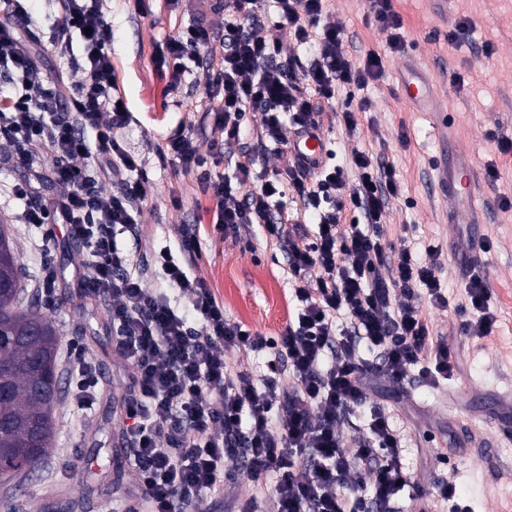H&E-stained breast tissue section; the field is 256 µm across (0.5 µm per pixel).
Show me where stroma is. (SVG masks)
I'll return each instance as SVG.
<instances>
[{
	"label": "stroma",
	"mask_w": 512,
	"mask_h": 512,
	"mask_svg": "<svg viewBox=\"0 0 512 512\" xmlns=\"http://www.w3.org/2000/svg\"><path fill=\"white\" fill-rule=\"evenodd\" d=\"M192 0H104L112 22V67L117 93L137 120L115 130L116 138L143 161L151 177V201L139 217L138 238L124 237L123 248L178 249L185 229L195 230L200 253L192 272L209 286L224 306L225 316L265 336L278 335L294 308L289 283L287 240L267 238L261 227L243 225L237 237L216 228L217 202L204 194L196 173L161 169L156 153L166 137L182 126L194 128L202 152L224 135L206 113L219 100L206 87L221 67L220 58L206 60L170 88L167 70L155 57L165 40L186 26ZM408 41L405 55L388 51L386 32L365 21V0H330L328 7L346 25L349 50H374L385 56L380 80L364 90L346 88L337 102L354 105L370 100V111L356 115L346 131L324 125L334 162L346 182H354L353 151L384 154L402 183L391 199L380 226L386 244L406 247L417 261L427 247L440 248L435 275L448 296L441 308L421 297L417 304L433 338L447 339L458 372L448 383L431 387L418 371L401 385L379 384L370 405L340 428L343 447H353L362 435L370 410L385 408L397 423L404 448L403 464L419 480L442 474L456 484L460 502L469 512H512V417L500 399L512 397V209L502 208L501 196L512 197V156L500 155L494 136L512 131V0H449L450 16L472 20L465 41L448 38V24L437 19L430 0H397ZM35 24L31 36L40 43L49 81L65 77L67 69L49 43L51 30L62 19L60 0H33ZM421 73L433 89L438 112H417L402 99V83ZM470 152L475 165L471 202L450 209L434 191L444 173L447 145ZM496 166L497 181H488V166ZM481 232L490 250L474 265L468 238ZM10 232L22 267L25 297L38 292L30 280L41 261H49L57 279L52 300L40 311L54 323L63 342L82 346L97 371V396L90 409L73 407L63 395L55 407L53 451L40 467L23 476L16 487L0 486V512H130L121 495L132 485L136 469L122 450V409L128 379L123 361L112 347L108 299L85 289L88 254L62 225L47 255L34 242L38 229L14 224ZM487 279L498 322L486 338L463 336L456 307L465 298L471 273ZM448 460H441L445 449ZM272 486L240 481L225 493L206 496L199 512H225L226 501L256 505L269 512Z\"/></svg>",
	"instance_id": "stroma-1"
}]
</instances>
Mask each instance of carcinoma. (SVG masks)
I'll return each instance as SVG.
<instances>
[{
    "label": "carcinoma",
    "mask_w": 512,
    "mask_h": 512,
    "mask_svg": "<svg viewBox=\"0 0 512 512\" xmlns=\"http://www.w3.org/2000/svg\"><path fill=\"white\" fill-rule=\"evenodd\" d=\"M21 266L7 225L0 224V471L17 463L37 466L52 451L57 401L53 323L23 304Z\"/></svg>",
    "instance_id": "obj_1"
}]
</instances>
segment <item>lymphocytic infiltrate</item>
Returning a JSON list of instances; mask_svg holds the SVG:
<instances>
[{"label":"lymphocytic infiltrate","mask_w":512,"mask_h":512,"mask_svg":"<svg viewBox=\"0 0 512 512\" xmlns=\"http://www.w3.org/2000/svg\"><path fill=\"white\" fill-rule=\"evenodd\" d=\"M1 1L7 20L0 23V141L14 147L19 176L0 183V220L39 228L43 248L55 225L63 224L90 250L86 288L112 301L113 347L128 373L124 449L138 474L128 496L145 502L149 512H192L205 496L244 478L256 486L273 482L272 512H401L403 498L465 512L450 478L421 486L403 466L400 436L385 409L371 411L355 448L340 444L339 428L366 405L373 377L398 384L416 367L436 386L456 372L453 349L432 339L415 304L422 294L436 306L448 304L434 275L437 247L428 249L427 262H414L405 251L395 267L387 265L380 224L389 199L402 191L394 165L357 150L351 184L342 167L329 163L317 169L296 160L265 180L255 173L261 155L287 149L289 133L322 127L340 89L378 80L381 55L353 58L345 26L327 0H232L223 33L201 15L158 49L159 67L169 68L176 84L214 50L224 54L207 94L223 102L212 119L225 144L240 146L235 184L211 174L192 130L178 129L158 151L160 165L199 173L217 201L218 230L233 236L241 225L255 224L280 239L293 220L290 204L315 216L313 230L287 238L296 304L279 336L267 337L226 319L206 282L190 275L198 252L194 237H184L178 251L164 247L146 257L118 245L139 233L150 179L113 135L134 117L115 94L112 23L102 0H64L52 43L66 60L67 87L50 83L29 38V0ZM269 3L278 15L273 24L263 18ZM366 20L388 32L391 53L405 54V26L393 0H367ZM286 29L309 45L306 58L280 61ZM251 112L260 116V132L256 147L248 148L241 141ZM44 156L52 159L59 187L51 201L32 182L34 163ZM351 207L359 209L363 225H346ZM151 271L164 287L145 286ZM394 288L404 297L396 307ZM465 290L467 303L457 309L461 335L490 336L497 316L486 279L470 275ZM340 313L346 318L341 333L333 324ZM229 348L272 352L262 385L250 373L228 372ZM363 349L375 353L376 363L360 357ZM64 360L70 397L87 408L96 370L71 344ZM234 456L242 467L226 468Z\"/></svg>","instance_id":"lymphocytic-infiltrate-1"}]
</instances>
